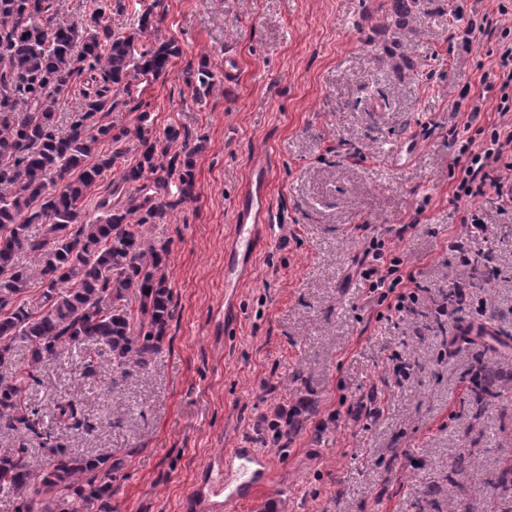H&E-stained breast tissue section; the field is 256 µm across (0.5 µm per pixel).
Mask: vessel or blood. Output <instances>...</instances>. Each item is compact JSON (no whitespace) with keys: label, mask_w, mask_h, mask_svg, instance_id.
Listing matches in <instances>:
<instances>
[{"label":"vessel or blood","mask_w":512,"mask_h":512,"mask_svg":"<svg viewBox=\"0 0 512 512\" xmlns=\"http://www.w3.org/2000/svg\"><path fill=\"white\" fill-rule=\"evenodd\" d=\"M266 167L253 168L241 192L234 218L236 235L224 257V276L229 284L248 279L251 268L241 260L252 259L260 241L280 237L271 213ZM271 459L256 448H233L213 457L200 479L189 489L185 503L189 512H238L242 503L271 487Z\"/></svg>","instance_id":"vessel-or-blood-1"}]
</instances>
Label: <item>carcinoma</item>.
I'll use <instances>...</instances> for the list:
<instances>
[{"label": "carcinoma", "instance_id": "cac0c4a2", "mask_svg": "<svg viewBox=\"0 0 512 512\" xmlns=\"http://www.w3.org/2000/svg\"><path fill=\"white\" fill-rule=\"evenodd\" d=\"M137 22L127 33L112 30V0H94L89 23L63 19L59 0H0V427L19 434L38 433L30 389L46 361L79 348L88 375L107 363L125 378L149 367L171 317L169 247L150 227L192 198L193 151L173 126L158 148L149 112L131 98L178 54L170 40L138 46L155 28L152 9ZM72 96L80 104L64 113L61 129L58 104ZM126 108L138 113L136 124L109 119ZM105 141L112 152L100 155ZM179 141L181 150L169 154ZM131 153L135 164L107 187L97 216H87L86 191ZM22 252L34 267L18 262ZM34 277L41 294L31 309L20 298ZM18 340L29 352L21 366ZM473 393L479 412L496 397L483 379ZM54 417L83 425L75 400L57 402ZM42 448L39 473L24 442L0 451V493L20 500L18 512H112V457L73 455L49 435Z\"/></svg>", "mask_w": 512, "mask_h": 512}]
</instances>
